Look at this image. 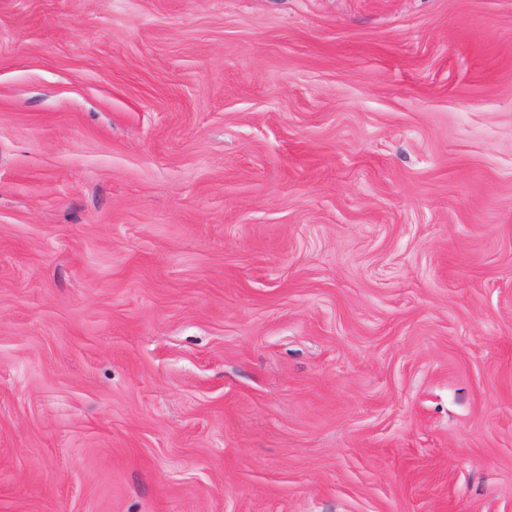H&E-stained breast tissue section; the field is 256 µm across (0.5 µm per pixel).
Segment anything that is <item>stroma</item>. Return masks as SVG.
Here are the masks:
<instances>
[{
	"instance_id": "35a3bbf8",
	"label": "stroma",
	"mask_w": 512,
	"mask_h": 512,
	"mask_svg": "<svg viewBox=\"0 0 512 512\" xmlns=\"http://www.w3.org/2000/svg\"><path fill=\"white\" fill-rule=\"evenodd\" d=\"M0 512H512V0H0Z\"/></svg>"
}]
</instances>
